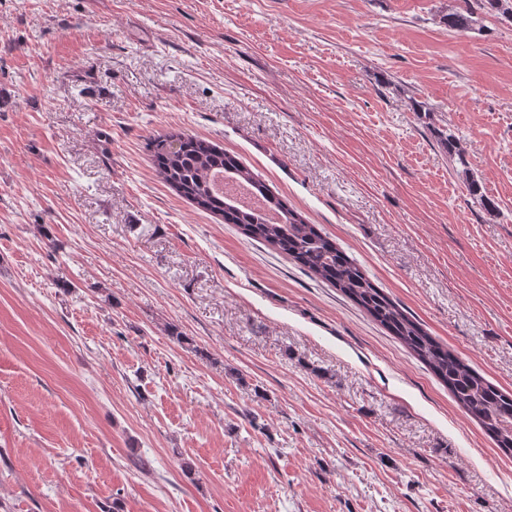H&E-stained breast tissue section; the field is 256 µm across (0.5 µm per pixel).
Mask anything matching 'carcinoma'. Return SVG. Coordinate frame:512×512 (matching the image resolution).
<instances>
[{"instance_id": "cac0c4a2", "label": "carcinoma", "mask_w": 512, "mask_h": 512, "mask_svg": "<svg viewBox=\"0 0 512 512\" xmlns=\"http://www.w3.org/2000/svg\"><path fill=\"white\" fill-rule=\"evenodd\" d=\"M477 8H472L471 4ZM464 0V6L443 17L449 29L470 32L479 15L512 20V0ZM449 161L465 164L455 135L432 131ZM163 182L198 209L235 224L248 239L266 243L304 269L350 297L396 336L448 386L458 404L475 418L506 455L512 454V394L488 382L454 352L437 342L387 294L329 236L306 222L243 166L236 155L209 140L170 131L147 142ZM468 194L484 209L494 207L473 178Z\"/></svg>"}]
</instances>
